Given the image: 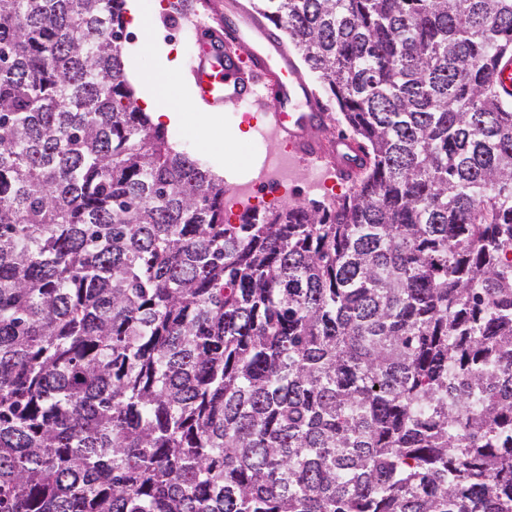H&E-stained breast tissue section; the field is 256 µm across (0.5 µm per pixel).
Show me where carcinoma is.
<instances>
[{"instance_id": "cac0c4a2", "label": "carcinoma", "mask_w": 512, "mask_h": 512, "mask_svg": "<svg viewBox=\"0 0 512 512\" xmlns=\"http://www.w3.org/2000/svg\"><path fill=\"white\" fill-rule=\"evenodd\" d=\"M357 144L224 223L125 0H0V512H512V0H249Z\"/></svg>"}]
</instances>
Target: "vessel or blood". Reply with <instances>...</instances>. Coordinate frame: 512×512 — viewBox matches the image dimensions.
Wrapping results in <instances>:
<instances>
[{
  "mask_svg": "<svg viewBox=\"0 0 512 512\" xmlns=\"http://www.w3.org/2000/svg\"><path fill=\"white\" fill-rule=\"evenodd\" d=\"M191 64L196 94L205 101L236 105L269 95L279 106L270 121L287 134L302 158H321V130L331 122L323 101L311 90L279 33L240 0H227L215 24L197 27Z\"/></svg>",
  "mask_w": 512,
  "mask_h": 512,
  "instance_id": "1",
  "label": "vessel or blood"
}]
</instances>
